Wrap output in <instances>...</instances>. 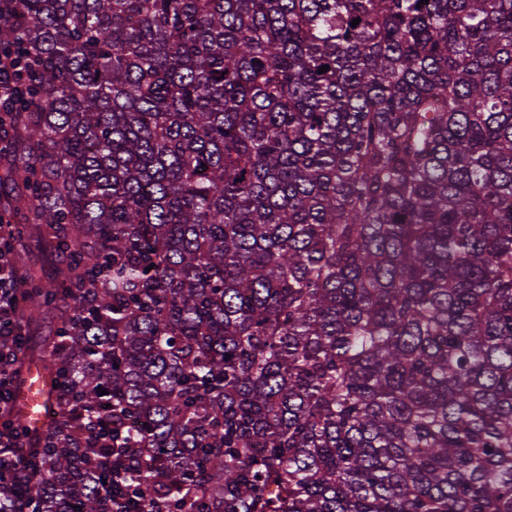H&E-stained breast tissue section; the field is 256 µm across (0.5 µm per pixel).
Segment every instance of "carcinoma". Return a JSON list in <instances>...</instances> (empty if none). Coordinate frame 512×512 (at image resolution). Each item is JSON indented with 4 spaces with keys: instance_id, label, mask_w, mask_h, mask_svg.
Returning <instances> with one entry per match:
<instances>
[{
    "instance_id": "1",
    "label": "carcinoma",
    "mask_w": 512,
    "mask_h": 512,
    "mask_svg": "<svg viewBox=\"0 0 512 512\" xmlns=\"http://www.w3.org/2000/svg\"><path fill=\"white\" fill-rule=\"evenodd\" d=\"M1 49L60 317L0 339L56 385L0 512H113L127 449L129 512H512V0H0Z\"/></svg>"
}]
</instances>
